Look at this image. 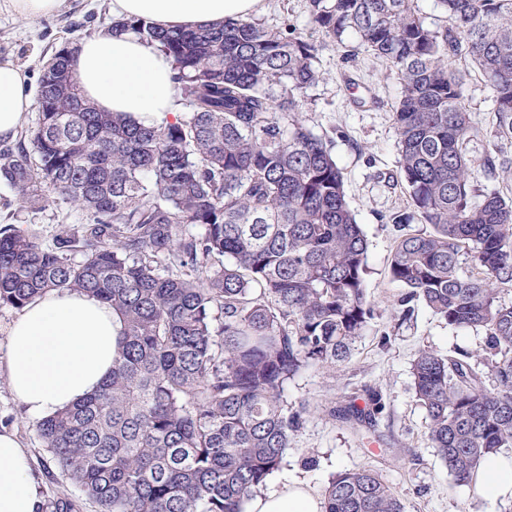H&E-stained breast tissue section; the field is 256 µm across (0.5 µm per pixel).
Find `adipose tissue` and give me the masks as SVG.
Here are the masks:
<instances>
[{
    "instance_id": "obj_1",
    "label": "adipose tissue",
    "mask_w": 512,
    "mask_h": 512,
    "mask_svg": "<svg viewBox=\"0 0 512 512\" xmlns=\"http://www.w3.org/2000/svg\"><path fill=\"white\" fill-rule=\"evenodd\" d=\"M264 0H111L118 19H144L162 29L216 27L257 15ZM72 75L82 95L104 112H126L158 127L180 104L173 66L155 46L132 33H102L75 46ZM33 103L30 82L12 61H0V140L13 141ZM118 324L110 305L75 293L35 297L8 329L4 368L15 399L40 418L99 389L112 371ZM476 491L496 502L512 498V456L486 459ZM39 487L18 438L0 432V512H40ZM246 512H323L322 497L299 481L256 495Z\"/></svg>"
}]
</instances>
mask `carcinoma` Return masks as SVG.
I'll use <instances>...</instances> for the list:
<instances>
[{"label": "carcinoma", "mask_w": 512, "mask_h": 512, "mask_svg": "<svg viewBox=\"0 0 512 512\" xmlns=\"http://www.w3.org/2000/svg\"><path fill=\"white\" fill-rule=\"evenodd\" d=\"M430 27L414 0H309L316 41L257 19L202 30L114 21L173 62L189 112L159 127L99 112L55 53L39 82V119L0 150V184L30 208L47 191L87 214L52 244L0 227V307L52 290L84 292L121 323L112 374L84 400L37 425L56 470L101 512H244L311 412L285 387L347 361L374 316L367 242L329 140L302 120L321 82L322 41L355 59L349 39L401 84L393 120L408 208L430 231L401 235L389 274L448 325L485 331V386L465 350L421 349L412 362L427 438L454 481L472 485L485 459L512 448V199L481 196L466 145L475 136L456 63L491 90L499 132L512 134V0H437ZM512 161L489 153L494 177ZM194 225L202 233H186ZM471 251L473 267L460 271ZM378 393L322 408L375 426ZM323 512H406L371 468L344 470Z\"/></svg>", "instance_id": "carcinoma-1"}]
</instances>
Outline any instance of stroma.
I'll return each mask as SVG.
<instances>
[{"label":"stroma","mask_w":512,"mask_h":512,"mask_svg":"<svg viewBox=\"0 0 512 512\" xmlns=\"http://www.w3.org/2000/svg\"><path fill=\"white\" fill-rule=\"evenodd\" d=\"M306 4L307 0H265L259 20L269 27L287 20L303 35H311ZM111 19L108 0H66L62 11L49 18L0 14V58H12L25 68L32 83H39L55 50L102 31ZM319 67L325 78L308 90L313 106L303 118L313 132L330 135L332 153L345 172L347 200L369 244L366 288L376 310L348 361L335 370H312L289 382L288 402L309 400L312 411L266 485L271 488L297 478L321 491L336 473L369 467L401 495L407 512H512V500L492 504L472 487L453 481L429 444L426 412L415 397L411 363L420 349L444 354L464 349L478 361L486 353L481 328L448 325L420 300L413 302L407 318L393 309L405 291L391 280L387 266L401 231L385 221L406 207L402 189L388 180L397 171L392 108L400 85L396 78L386 77L383 62L367 58L354 66L345 64L332 44L320 52ZM350 78L371 87L377 105L350 104L346 88ZM464 95L478 131L468 145L472 162H480L490 151L512 157V136L497 134L490 91L477 72H469ZM81 218L80 212L59 199L41 210L23 208L16 193L0 185V225L26 228L43 244H51L61 225L80 223ZM365 388L378 391L384 403L375 430H353L320 409L344 393ZM36 424V418L13 398L1 371L0 430L15 433L30 455L42 512H54V503L64 499L80 501V512H98L97 505L83 499L77 486L54 468Z\"/></svg>","instance_id":"stroma-1"}]
</instances>
